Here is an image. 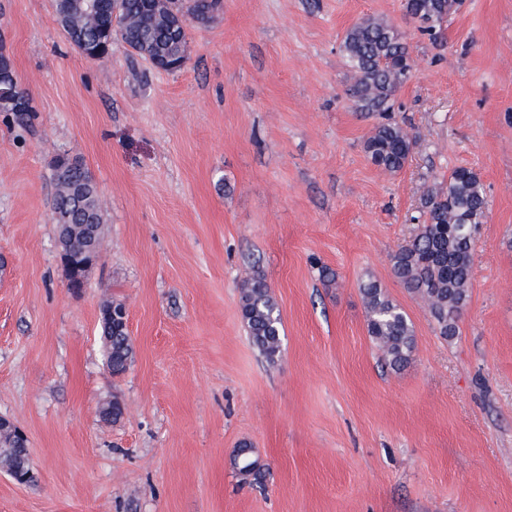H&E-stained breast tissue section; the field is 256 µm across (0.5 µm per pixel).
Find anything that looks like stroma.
Masks as SVG:
<instances>
[{"label":"stroma","mask_w":512,"mask_h":512,"mask_svg":"<svg viewBox=\"0 0 512 512\" xmlns=\"http://www.w3.org/2000/svg\"><path fill=\"white\" fill-rule=\"evenodd\" d=\"M53 0H0V48L33 112L0 113V415L36 479L0 471V512H512V0H462L433 41L403 0H224L168 73L114 42L76 52ZM386 19L415 62L398 117L404 169L373 165V119L346 95L339 51ZM79 158L104 219L84 288L67 286L53 162ZM474 169L488 198L459 333L439 336L391 257L422 192ZM260 276L279 356L239 311ZM376 281L415 350L379 360L361 293ZM123 303L134 359L99 340ZM116 399L117 421L99 408ZM249 443L263 486L231 466ZM239 306L253 345L266 359L274 360L281 351V313L262 278L243 281ZM120 308V303H107L102 310L101 339L105 347L106 363L112 375L125 373L133 357V344L128 330L117 320L109 318L110 308Z\"/></svg>","instance_id":"stroma-1"}]
</instances>
